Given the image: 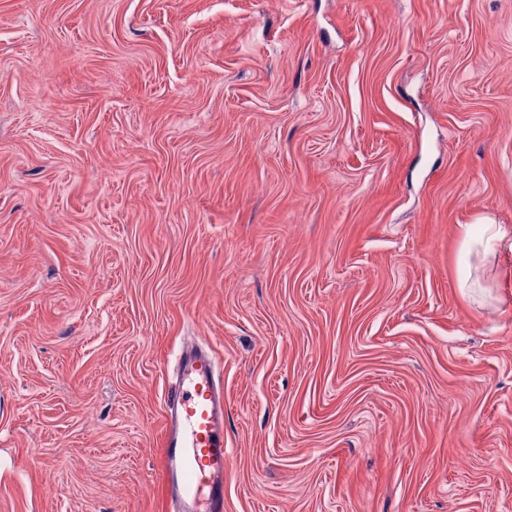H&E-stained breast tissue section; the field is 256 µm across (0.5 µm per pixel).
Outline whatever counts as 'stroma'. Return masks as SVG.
<instances>
[{"instance_id":"35a3bbf8","label":"stroma","mask_w":512,"mask_h":512,"mask_svg":"<svg viewBox=\"0 0 512 512\" xmlns=\"http://www.w3.org/2000/svg\"><path fill=\"white\" fill-rule=\"evenodd\" d=\"M512 0H0V512H512ZM476 223L481 224L479 233H473L469 227H466L463 232L462 251L466 257L487 254L491 249L505 242L508 243V250L512 252L510 234L501 224H496L495 220L488 215L478 218ZM164 412L166 489L177 491L184 512H224V379L211 345L180 354Z\"/></svg>"}]
</instances>
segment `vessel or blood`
<instances>
[{
  "mask_svg": "<svg viewBox=\"0 0 512 512\" xmlns=\"http://www.w3.org/2000/svg\"><path fill=\"white\" fill-rule=\"evenodd\" d=\"M163 480L184 512H224V380L211 345L183 351L165 395Z\"/></svg>",
  "mask_w": 512,
  "mask_h": 512,
  "instance_id": "vessel-or-blood-1",
  "label": "vessel or blood"
}]
</instances>
